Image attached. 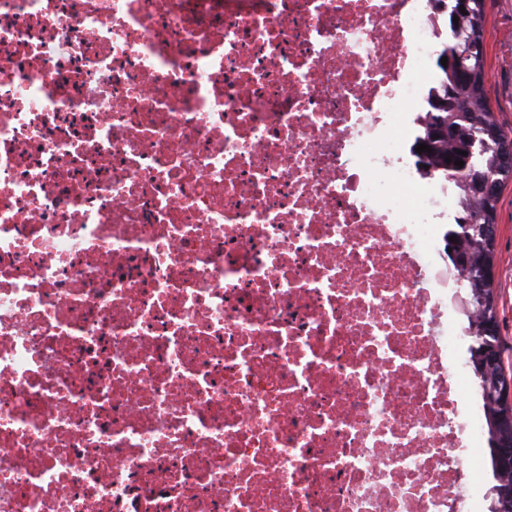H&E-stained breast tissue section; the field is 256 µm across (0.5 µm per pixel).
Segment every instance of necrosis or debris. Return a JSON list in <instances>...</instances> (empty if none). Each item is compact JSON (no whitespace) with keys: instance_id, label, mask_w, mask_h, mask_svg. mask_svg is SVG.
<instances>
[{"instance_id":"1","label":"necrosis or debris","mask_w":512,"mask_h":512,"mask_svg":"<svg viewBox=\"0 0 512 512\" xmlns=\"http://www.w3.org/2000/svg\"><path fill=\"white\" fill-rule=\"evenodd\" d=\"M433 13L0 0V512H477Z\"/></svg>"}]
</instances>
